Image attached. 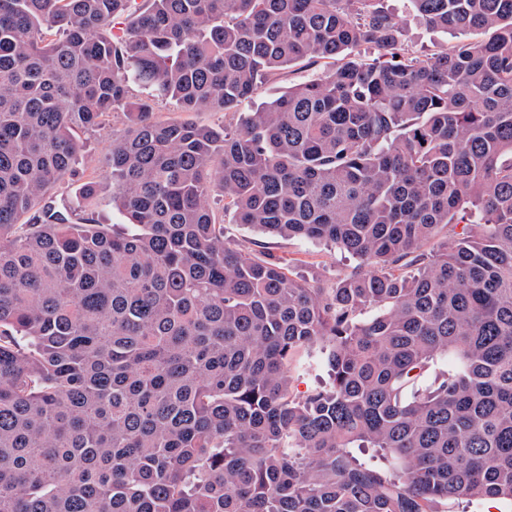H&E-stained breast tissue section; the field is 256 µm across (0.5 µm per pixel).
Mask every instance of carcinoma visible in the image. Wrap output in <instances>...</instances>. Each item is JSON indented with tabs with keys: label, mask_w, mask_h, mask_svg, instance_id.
<instances>
[{
	"label": "carcinoma",
	"mask_w": 512,
	"mask_h": 512,
	"mask_svg": "<svg viewBox=\"0 0 512 512\" xmlns=\"http://www.w3.org/2000/svg\"><path fill=\"white\" fill-rule=\"evenodd\" d=\"M408 2L469 38L423 58L384 0H0V512L512 501V0ZM319 62L234 125L154 115ZM117 110L111 190L57 205ZM228 214L356 270L317 288ZM327 379V368L314 363L308 373L290 374L289 391L293 395H302L320 389Z\"/></svg>",
	"instance_id": "obj_1"
}]
</instances>
